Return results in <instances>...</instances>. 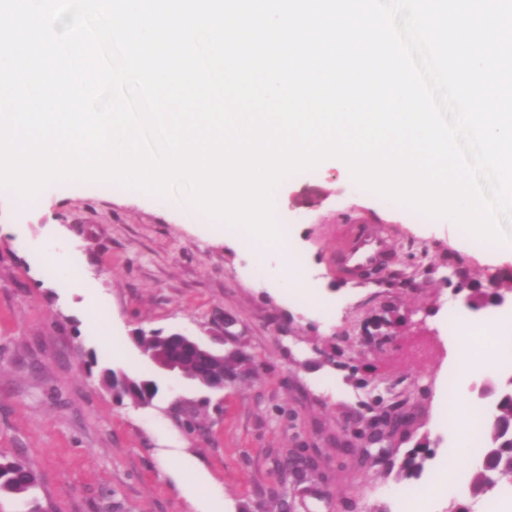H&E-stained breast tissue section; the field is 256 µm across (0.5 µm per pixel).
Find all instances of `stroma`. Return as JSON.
Masks as SVG:
<instances>
[{"instance_id": "obj_1", "label": "stroma", "mask_w": 512, "mask_h": 512, "mask_svg": "<svg viewBox=\"0 0 512 512\" xmlns=\"http://www.w3.org/2000/svg\"><path fill=\"white\" fill-rule=\"evenodd\" d=\"M306 186L329 195L292 208ZM274 203L288 236L259 248L177 198L115 183L55 182L32 200L0 190V458L39 476L32 501L0 493V512H205L188 473L210 479L224 512H402V492L434 480L464 438L445 419L459 353L448 314L497 316L512 336V312L465 302L494 280L512 300V253L359 188L332 159L283 181ZM365 232L386 241L383 260L343 274L342 251ZM288 250L310 295L284 283ZM72 259L83 278L60 287L46 265ZM224 313L255 371L221 392L160 373L134 341L200 334ZM380 317L389 335H366ZM107 369L159 391L145 406L118 400ZM386 396L413 419L387 460L360 466L354 433ZM415 448L432 452L423 474L400 475ZM302 451L319 467L296 479L282 464Z\"/></svg>"}]
</instances>
